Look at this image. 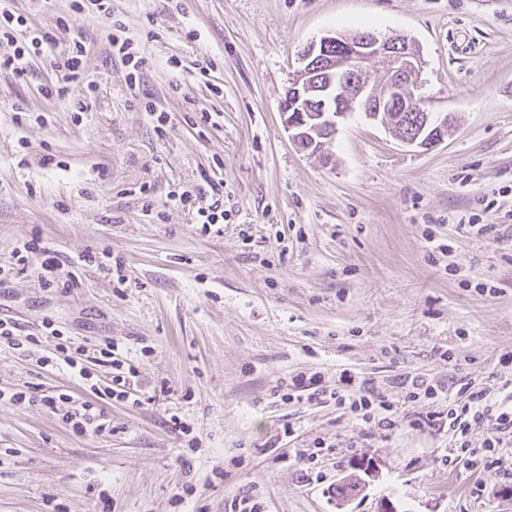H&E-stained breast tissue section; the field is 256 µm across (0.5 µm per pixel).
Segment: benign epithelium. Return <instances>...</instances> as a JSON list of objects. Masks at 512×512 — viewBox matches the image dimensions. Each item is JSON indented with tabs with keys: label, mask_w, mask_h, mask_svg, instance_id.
Masks as SVG:
<instances>
[{
	"label": "benign epithelium",
	"mask_w": 512,
	"mask_h": 512,
	"mask_svg": "<svg viewBox=\"0 0 512 512\" xmlns=\"http://www.w3.org/2000/svg\"><path fill=\"white\" fill-rule=\"evenodd\" d=\"M332 46L336 47L334 56L329 53ZM301 60L303 67L291 90L295 91L296 100L304 101L308 107L319 103L320 115L308 118L302 113H282L289 136L300 150L325 154L328 131L357 107L368 113V119L382 120L407 146L428 150L444 141L448 126V115L444 113L424 115L421 137L405 132L403 113L421 111L416 106L413 82L421 61L415 43L368 33L327 34L308 44ZM375 60L385 61L384 84L379 91L364 78V68Z\"/></svg>",
	"instance_id": "benign-epithelium-1"
}]
</instances>
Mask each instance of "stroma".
I'll list each match as a JSON object with an SVG mask.
<instances>
[{
  "label": "stroma",
  "instance_id": "35a3bbf8",
  "mask_svg": "<svg viewBox=\"0 0 512 512\" xmlns=\"http://www.w3.org/2000/svg\"><path fill=\"white\" fill-rule=\"evenodd\" d=\"M10 7L51 49L28 83L0 75V266L13 270L0 319L27 339L0 343V392L28 395L0 403V512H232L248 494L265 512H512V484L450 468L447 433L412 426L431 401L394 384L412 373L512 387V0ZM116 17L154 61L136 98L108 44ZM357 30L419 45L426 106L455 118L440 145L406 146L359 110L330 159L292 143L280 103L303 48ZM78 41L86 80L45 98ZM209 176L224 183V222L206 233L168 194ZM33 239L74 283L45 285L34 254L18 267ZM109 341L141 402L100 401L111 432L81 435L68 404L41 399H92L112 377ZM67 358L89 382L62 371ZM344 372L386 387L396 428L304 391L274 395L301 373L332 389ZM351 478L360 492L337 497Z\"/></svg>",
  "mask_w": 512,
  "mask_h": 512
}]
</instances>
